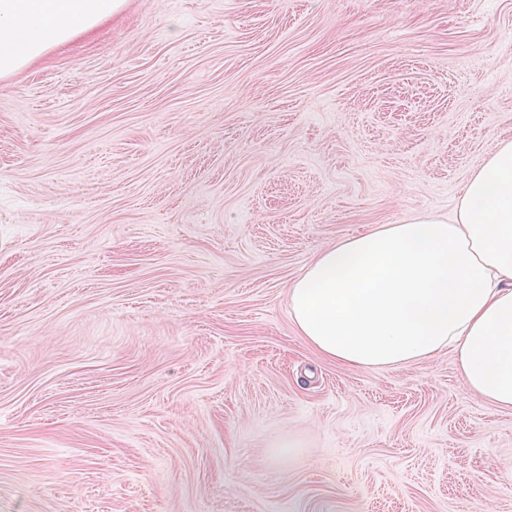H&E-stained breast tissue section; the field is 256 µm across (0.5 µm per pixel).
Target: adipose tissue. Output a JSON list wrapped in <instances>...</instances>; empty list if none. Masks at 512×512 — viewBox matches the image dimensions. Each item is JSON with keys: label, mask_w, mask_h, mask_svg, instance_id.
Listing matches in <instances>:
<instances>
[{"label": "adipose tissue", "mask_w": 512, "mask_h": 512, "mask_svg": "<svg viewBox=\"0 0 512 512\" xmlns=\"http://www.w3.org/2000/svg\"><path fill=\"white\" fill-rule=\"evenodd\" d=\"M123 0H0V76L115 14ZM301 338L358 369L452 349L464 387L512 410V141L497 143L451 216L423 215L317 253L289 291Z\"/></svg>", "instance_id": "adipose-tissue-1"}]
</instances>
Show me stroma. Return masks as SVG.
Here are the masks:
<instances>
[{"label": "stroma", "mask_w": 512, "mask_h": 512, "mask_svg": "<svg viewBox=\"0 0 512 512\" xmlns=\"http://www.w3.org/2000/svg\"><path fill=\"white\" fill-rule=\"evenodd\" d=\"M503 139L512 0H124L0 77V512H512L452 350L354 369L288 311Z\"/></svg>", "instance_id": "stroma-1"}]
</instances>
